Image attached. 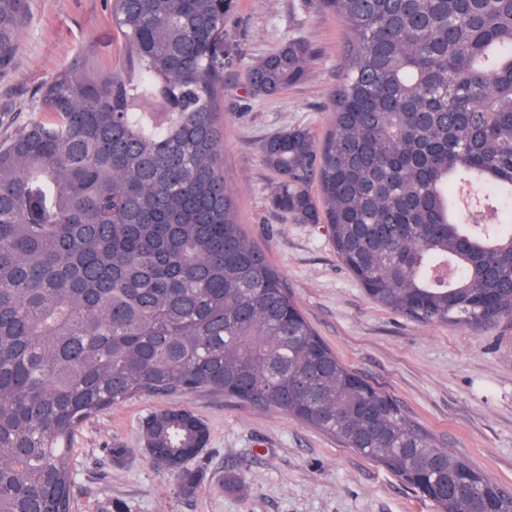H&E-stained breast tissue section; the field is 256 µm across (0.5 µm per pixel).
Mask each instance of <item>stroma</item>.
Listing matches in <instances>:
<instances>
[{
	"mask_svg": "<svg viewBox=\"0 0 512 512\" xmlns=\"http://www.w3.org/2000/svg\"><path fill=\"white\" fill-rule=\"evenodd\" d=\"M308 43L307 78L273 96L248 91V72L291 40ZM347 41L320 0H231L224 20L219 163L238 221L323 340L405 416L498 483L512 487V316L485 325L422 324L379 306L337 259L323 224H298L269 200L278 178L262 142L303 127L324 137ZM126 50L109 0H27L11 62L0 68V140L36 112L38 88L60 70L121 71ZM180 406L210 431L191 463L204 479L190 493L150 458L140 424ZM124 447V460L112 450ZM72 512H435L384 466L341 447L288 413L221 394L187 392L112 406L72 443Z\"/></svg>",
	"mask_w": 512,
	"mask_h": 512,
	"instance_id": "1",
	"label": "stroma"
}]
</instances>
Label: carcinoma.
Here are the masks:
<instances>
[{
	"label": "carcinoma",
	"mask_w": 512,
	"mask_h": 512,
	"mask_svg": "<svg viewBox=\"0 0 512 512\" xmlns=\"http://www.w3.org/2000/svg\"><path fill=\"white\" fill-rule=\"evenodd\" d=\"M349 32L323 142L269 153L273 206L330 224L382 307L423 324L512 316V0H321ZM119 73L62 70L40 115L0 141V512H72L76 431L136 397L204 390L287 412L430 499L439 465L512 512V490L440 447L341 361L238 223L218 164L219 0H110ZM26 0H0V68ZM293 41L251 68L257 95L307 78ZM318 185L320 195L312 193ZM177 463L207 439L192 412L146 420Z\"/></svg>",
	"instance_id": "cac0c4a2"
}]
</instances>
